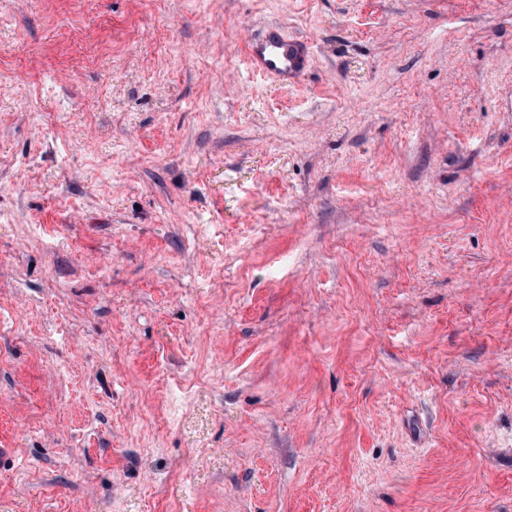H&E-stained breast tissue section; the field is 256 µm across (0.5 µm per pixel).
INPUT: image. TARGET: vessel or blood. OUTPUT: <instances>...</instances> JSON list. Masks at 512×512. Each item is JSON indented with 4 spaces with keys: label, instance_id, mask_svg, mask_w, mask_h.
<instances>
[{
    "label": "vessel or blood",
    "instance_id": "obj_1",
    "mask_svg": "<svg viewBox=\"0 0 512 512\" xmlns=\"http://www.w3.org/2000/svg\"><path fill=\"white\" fill-rule=\"evenodd\" d=\"M245 58L251 71L284 84L295 81L312 62L308 44L276 25L246 44Z\"/></svg>",
    "mask_w": 512,
    "mask_h": 512
}]
</instances>
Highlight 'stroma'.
I'll return each mask as SVG.
<instances>
[{
	"instance_id": "stroma-1",
	"label": "stroma",
	"mask_w": 512,
	"mask_h": 512,
	"mask_svg": "<svg viewBox=\"0 0 512 512\" xmlns=\"http://www.w3.org/2000/svg\"><path fill=\"white\" fill-rule=\"evenodd\" d=\"M0 448V512H512V0H0ZM245 58L251 71L283 84L295 81L312 62L308 44L288 37L277 25L246 44Z\"/></svg>"
}]
</instances>
